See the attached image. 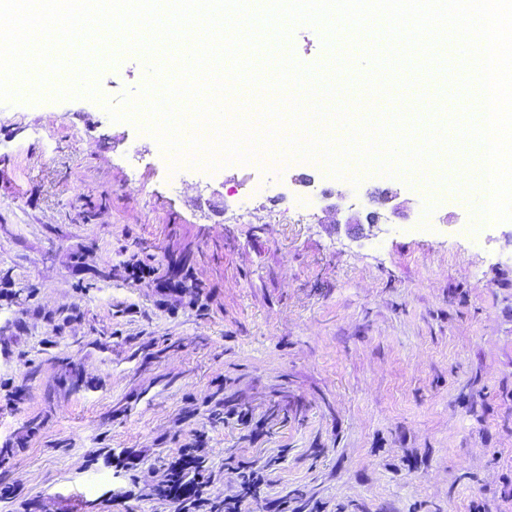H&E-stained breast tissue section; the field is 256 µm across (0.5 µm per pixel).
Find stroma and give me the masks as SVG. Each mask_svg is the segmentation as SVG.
Instances as JSON below:
<instances>
[{
	"label": "stroma",
	"mask_w": 512,
	"mask_h": 512,
	"mask_svg": "<svg viewBox=\"0 0 512 512\" xmlns=\"http://www.w3.org/2000/svg\"><path fill=\"white\" fill-rule=\"evenodd\" d=\"M289 43L321 69L365 48L308 25ZM150 74L121 52L98 85L117 100ZM103 101L0 102V512H171L152 489L201 433L214 498L237 494L238 462L266 468L242 512L285 494L512 512V221L476 246L453 176L354 185L269 160L174 185L156 139ZM391 190L409 205L374 231L326 210L339 193L387 212Z\"/></svg>",
	"instance_id": "35a3bbf8"
}]
</instances>
